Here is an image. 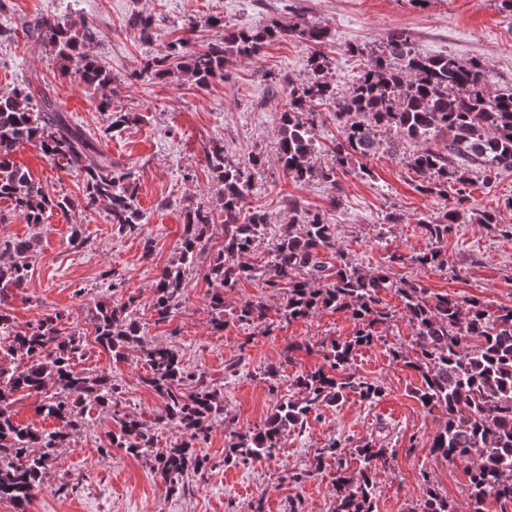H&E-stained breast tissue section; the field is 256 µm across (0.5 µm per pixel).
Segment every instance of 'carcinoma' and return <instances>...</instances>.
I'll use <instances>...</instances> for the list:
<instances>
[{
	"mask_svg": "<svg viewBox=\"0 0 512 512\" xmlns=\"http://www.w3.org/2000/svg\"><path fill=\"white\" fill-rule=\"evenodd\" d=\"M128 26L148 41L156 20L137 12ZM22 28L35 46L54 54L62 75L102 91L96 107L108 115L105 133L132 121L130 113L112 110V74L86 22L44 15L23 23ZM287 37L318 46L327 33L307 23L288 29L271 24L241 29L200 48L191 38L181 37L169 42L164 54L150 56L141 75L165 80L176 69L205 89L224 79L228 56L254 60L272 41ZM326 68L321 52H314L307 77L299 83L288 82L280 102L276 152L282 170L293 181L338 184L337 174L353 157L370 156L380 134L392 131L397 135L390 144L393 151L405 144L415 146L405 162L422 178L421 191L445 199L453 196V207L442 216L418 219L429 238L439 243L468 211L467 189L473 177L490 187L501 173L512 172V86L491 90L479 59L464 62L449 54L425 55L409 33L395 31L370 56L348 90L338 92L325 76ZM326 104L336 107L334 117L340 128V138L330 149V167L313 161L318 150L316 115L318 107ZM440 135L448 140L443 151L431 146ZM27 146L55 164L80 170L82 197L47 194L42 182L16 159ZM203 158L222 189L213 209L200 204L183 208V233L175 256L155 281V322L168 321L181 305L186 275L210 248V230L219 223L224 226L221 248L199 271L212 285L215 330L224 329V291L252 278L275 291L288 286L280 304L281 317L288 321L332 310L348 313L358 325L348 340L320 342L329 370L320 367L297 376L298 395L280 402L262 428L236 434L224 462L245 465L273 455L283 447L288 430L306 424L323 405L343 401L352 393L369 403L381 397L379 385L337 371L347 369L356 349L373 340L374 324L388 318L380 306L381 293L389 291L400 297L402 316L413 327L419 348L413 363L419 374L414 397L427 411L437 408L445 415L433 438V452L448 461L469 463V512H490L492 503L496 512H512V306L491 309L473 299L461 302L446 294L432 296L417 280L368 274L342 252L334 267L326 266L320 254L336 249L334 225L300 200L288 199L292 220L277 232L260 209L241 216L245 196L253 189L254 171L262 166L260 157L243 163L229 156L223 140L211 138L203 147ZM2 199L34 227L44 224L50 213L66 215L78 207L105 212L121 231L133 232L146 223L136 199V173L112 163L98 142L71 124L51 90L29 81L0 95ZM266 236L270 248L264 265L241 262ZM37 243L35 237L0 239V331L9 338L7 346L0 345V500L25 509L60 450L89 424L87 412L93 408L112 412L116 430L110 434L111 446L137 458L153 457L156 477L172 491L185 489L186 478L207 467L195 448L207 440L215 422L224 420L221 390L202 374L186 369L176 349L147 342L144 327L134 316L133 297L101 300L91 318L95 343L116 362L124 360L130 349H140L148 367L142 381L163 402L151 423L112 410L115 387L110 374L78 368L85 353L83 332H64V316L57 311L24 326L16 325L6 312L4 300L10 289L26 286ZM411 260L420 266L447 264L437 249ZM268 311L261 301H247L232 316L239 324H262L270 333ZM300 348L295 341L285 344L278 364L266 372L269 380L293 363ZM31 394L41 395L40 410L57 421L53 429L22 426L13 418L12 402ZM170 426L177 429L179 439L155 451L156 434ZM338 448L340 443L331 440L315 464L318 468L323 458L336 459L334 512H373L376 471L390 465L388 449L374 440L360 442L354 449L360 469L349 476ZM411 512H452V508L447 497L429 486L421 510Z\"/></svg>",
	"mask_w": 512,
	"mask_h": 512,
	"instance_id": "cac0c4a2",
	"label": "carcinoma"
}]
</instances>
